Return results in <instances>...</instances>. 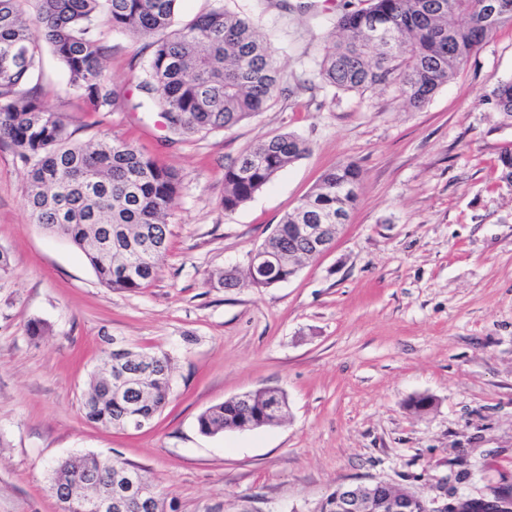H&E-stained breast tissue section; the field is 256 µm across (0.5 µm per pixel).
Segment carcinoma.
I'll list each match as a JSON object with an SVG mask.
<instances>
[{"instance_id":"carcinoma-1","label":"carcinoma","mask_w":512,"mask_h":512,"mask_svg":"<svg viewBox=\"0 0 512 512\" xmlns=\"http://www.w3.org/2000/svg\"><path fill=\"white\" fill-rule=\"evenodd\" d=\"M496 0H370L363 10L336 20L334 40L319 64L323 82L343 91L393 85L409 106L423 108L502 25L512 10ZM178 0H0V141L27 166L26 206L33 223L67 237L88 259L100 282L136 291L153 281L167 250L165 217L180 190L175 171L157 165L133 145L112 139L74 142L67 117L46 109L38 88L45 50L68 74L92 112L110 110L114 93L103 74L107 47L95 34L101 15L115 29L149 41L147 77L138 89L179 136L230 129L271 108L280 70L253 24L224 9L223 0L181 25ZM491 103L512 122V80ZM309 145L286 132L244 151L224 172L222 206L233 211L262 190ZM496 181L512 191V142L499 151ZM360 170L347 164L327 172L317 188L286 214L265 240L277 256L261 281L288 280V250L297 224H345L358 196ZM136 379L120 395L113 378ZM173 359L164 351L135 349L112 339L102 366L91 374L82 409L92 423L123 429L134 419H154L168 404ZM280 391L258 390L204 410L205 435L247 431L281 421L269 408ZM100 468L93 454L72 456L51 468L58 492ZM132 464L112 459V490L135 494Z\"/></svg>"}]
</instances>
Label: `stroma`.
Wrapping results in <instances>:
<instances>
[{"label":"stroma","instance_id":"stroma-1","mask_svg":"<svg viewBox=\"0 0 512 512\" xmlns=\"http://www.w3.org/2000/svg\"><path fill=\"white\" fill-rule=\"evenodd\" d=\"M224 3L268 43L285 89L229 129L169 134L138 89L149 48L110 25V111H87L57 59H43L39 95L74 140L128 141L179 175L168 252L146 288L104 287L67 239L33 224L26 168L0 142V512H60L51 467L88 452L141 466L171 512H315L360 482L438 500L512 487V192L494 173L512 126L488 103L512 79V26L415 110L393 89L318 76L337 17L368 0ZM285 132L309 154L224 210L225 168ZM350 163L359 199L328 252L270 288L219 283L325 171ZM33 322L47 334L31 339ZM113 336L174 359L171 400L149 428H104L82 411ZM265 388L286 396L282 424L198 432L208 407ZM419 395L433 408H410Z\"/></svg>","mask_w":512,"mask_h":512}]
</instances>
